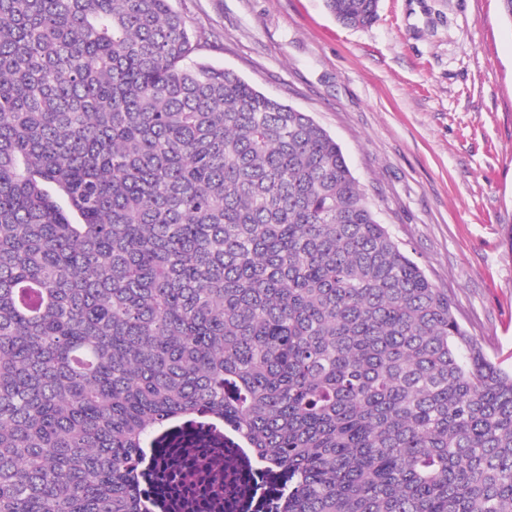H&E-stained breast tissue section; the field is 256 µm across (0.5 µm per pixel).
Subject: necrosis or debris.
<instances>
[{"mask_svg": "<svg viewBox=\"0 0 512 512\" xmlns=\"http://www.w3.org/2000/svg\"><path fill=\"white\" fill-rule=\"evenodd\" d=\"M184 434L150 451L143 486L158 512H278L286 476L257 464L237 435L204 419Z\"/></svg>", "mask_w": 512, "mask_h": 512, "instance_id": "4bbe7bcc", "label": "necrosis or debris"}]
</instances>
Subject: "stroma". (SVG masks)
<instances>
[{
  "mask_svg": "<svg viewBox=\"0 0 512 512\" xmlns=\"http://www.w3.org/2000/svg\"><path fill=\"white\" fill-rule=\"evenodd\" d=\"M196 60L309 113L493 360L512 368V23L499 0H172ZM326 9L344 26H365L376 17L378 0H324Z\"/></svg>",
  "mask_w": 512,
  "mask_h": 512,
  "instance_id": "stroma-1",
  "label": "stroma"
}]
</instances>
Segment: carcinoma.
<instances>
[{
	"mask_svg": "<svg viewBox=\"0 0 512 512\" xmlns=\"http://www.w3.org/2000/svg\"><path fill=\"white\" fill-rule=\"evenodd\" d=\"M194 50L171 0H0V512H149L197 413L280 512H512V371L340 144Z\"/></svg>",
	"mask_w": 512,
	"mask_h": 512,
	"instance_id": "obj_1",
	"label": "carcinoma"
}]
</instances>
